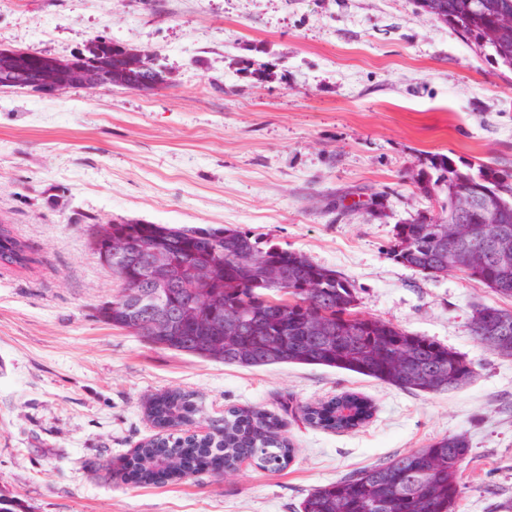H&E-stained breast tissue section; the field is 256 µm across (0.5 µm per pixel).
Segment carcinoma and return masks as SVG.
I'll list each match as a JSON object with an SVG mask.
<instances>
[{
  "label": "carcinoma",
  "instance_id": "obj_1",
  "mask_svg": "<svg viewBox=\"0 0 512 512\" xmlns=\"http://www.w3.org/2000/svg\"><path fill=\"white\" fill-rule=\"evenodd\" d=\"M431 22L456 26L496 63L512 71V0H414ZM83 64L101 74L99 87L133 90L171 84L142 50L97 36L84 50ZM441 176L418 173L414 183L430 198L444 196L438 208L395 225L391 254L398 263L427 276L457 270L496 294L512 299V261H469V249L458 250L448 265V244L433 229L460 223L464 199L477 202L472 217L512 229V172L481 163L462 171L439 155L432 161ZM99 226L92 225L91 249L117 280L112 300L96 308L97 317L164 349L241 367L313 364L358 373L408 391L440 393L459 389L473 376L471 362L425 336L356 310V288L338 272L305 255L275 244L260 245L250 234L231 228L176 227L122 221L112 232L128 239L129 250L111 259L98 247ZM154 248L172 258L168 287L161 294L141 277ZM0 263L26 268V247L0 228ZM212 270V287L195 288L187 273ZM167 327L155 331L154 302ZM238 334L224 335V325ZM470 331L499 355L512 358V310L478 305ZM146 411L163 434L140 444L131 457L112 467L113 476L160 484L180 479L217 462L233 471L251 460L270 472L285 468L292 448L279 421L260 408H230L204 436L187 426L197 408L193 395L166 391L147 401ZM311 426L345 432L372 416V405L355 393L300 407ZM470 452L461 436H446L426 448L313 490L301 512H455L461 494L457 473Z\"/></svg>",
  "mask_w": 512,
  "mask_h": 512
}]
</instances>
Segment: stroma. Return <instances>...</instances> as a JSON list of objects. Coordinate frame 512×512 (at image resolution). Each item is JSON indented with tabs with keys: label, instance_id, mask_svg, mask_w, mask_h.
Listing matches in <instances>:
<instances>
[{
	"label": "stroma",
	"instance_id": "obj_1",
	"mask_svg": "<svg viewBox=\"0 0 512 512\" xmlns=\"http://www.w3.org/2000/svg\"><path fill=\"white\" fill-rule=\"evenodd\" d=\"M152 52L175 86L44 95L0 88V223L29 268L0 265V498L17 512H299L315 488L448 436L468 440L456 512H512V358L469 329L512 299L394 261L395 225L432 210L410 174L436 155L512 171V72L413 0H0V48L67 57L96 36ZM380 210H370L371 197ZM229 227L356 287L364 315L475 368L461 389H399L321 365L261 368L174 352L100 321L116 282L89 222ZM191 392L192 432L262 408L294 448L160 485L113 479L155 430L146 400ZM367 396L352 432L294 412Z\"/></svg>",
	"mask_w": 512,
	"mask_h": 512
}]
</instances>
